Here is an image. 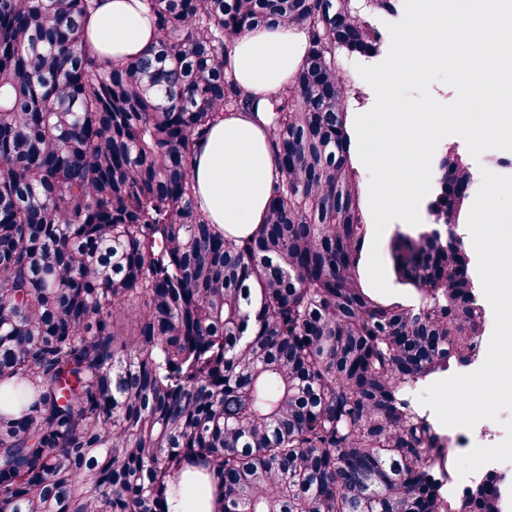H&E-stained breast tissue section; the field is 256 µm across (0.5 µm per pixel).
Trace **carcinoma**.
Returning a JSON list of instances; mask_svg holds the SVG:
<instances>
[{
  "mask_svg": "<svg viewBox=\"0 0 512 512\" xmlns=\"http://www.w3.org/2000/svg\"><path fill=\"white\" fill-rule=\"evenodd\" d=\"M158 33L115 63L82 41L96 0H0V512H499L450 501L448 449L406 393L476 353L465 247L371 225L346 127V59L381 35L357 0H146ZM302 32L265 107L237 81L249 32ZM231 112L268 134L264 220L224 235L195 200L197 145ZM458 158L430 202L460 224ZM421 223L417 226L409 225L403 221L395 220L391 222L385 229L381 241H380V254L386 266L387 271V279L391 288L396 292L393 295H404L406 292V287L398 284L396 282V277L393 268V260L391 257L390 244L392 237L396 232H405V233H416L421 231ZM211 496L198 495L194 485H186L182 491V499H170L171 512H211Z\"/></svg>",
  "mask_w": 512,
  "mask_h": 512,
  "instance_id": "obj_1",
  "label": "carcinoma"
}]
</instances>
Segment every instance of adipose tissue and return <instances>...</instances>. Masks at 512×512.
Instances as JSON below:
<instances>
[{
	"label": "adipose tissue",
	"instance_id": "1",
	"mask_svg": "<svg viewBox=\"0 0 512 512\" xmlns=\"http://www.w3.org/2000/svg\"><path fill=\"white\" fill-rule=\"evenodd\" d=\"M82 34L88 49L129 62L155 45L157 33L143 0H99ZM303 33L264 27L236 44L233 66L248 91L272 95L304 62ZM275 171L265 131L248 116L235 113L213 126L199 149L193 181L202 211L226 234L242 238L262 223Z\"/></svg>",
	"mask_w": 512,
	"mask_h": 512
}]
</instances>
